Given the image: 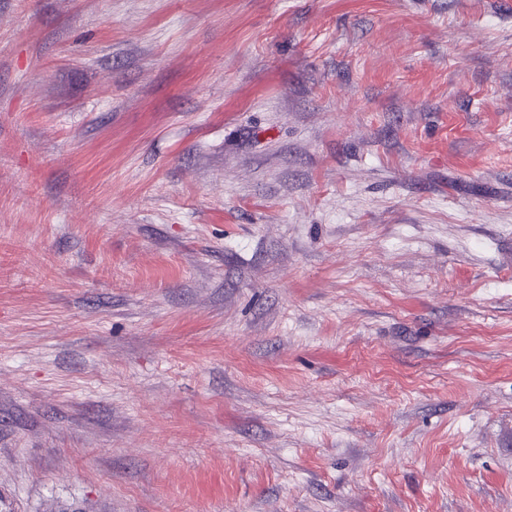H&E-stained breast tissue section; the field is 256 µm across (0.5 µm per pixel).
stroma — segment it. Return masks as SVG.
Wrapping results in <instances>:
<instances>
[{
  "mask_svg": "<svg viewBox=\"0 0 512 512\" xmlns=\"http://www.w3.org/2000/svg\"><path fill=\"white\" fill-rule=\"evenodd\" d=\"M0 512H512V0H0Z\"/></svg>",
  "mask_w": 512,
  "mask_h": 512,
  "instance_id": "1",
  "label": "stroma"
}]
</instances>
